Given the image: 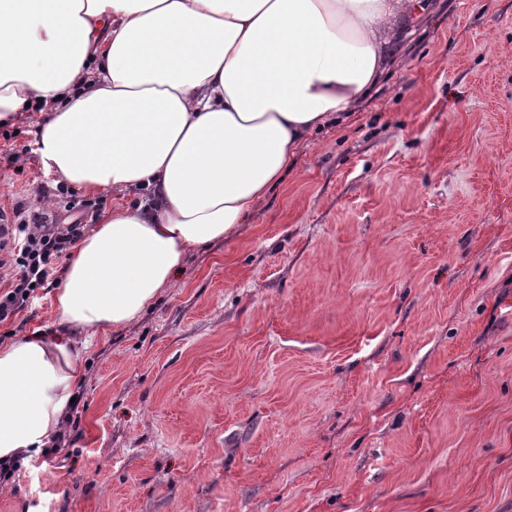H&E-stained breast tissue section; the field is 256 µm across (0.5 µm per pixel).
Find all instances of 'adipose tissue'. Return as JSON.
Masks as SVG:
<instances>
[{"label":"adipose tissue","mask_w":512,"mask_h":512,"mask_svg":"<svg viewBox=\"0 0 512 512\" xmlns=\"http://www.w3.org/2000/svg\"><path fill=\"white\" fill-rule=\"evenodd\" d=\"M421 0H0V120L32 104L43 164L90 194L144 189L77 246L63 336L0 340V461L64 433L74 334L135 321L187 251L245 223L306 138L384 74Z\"/></svg>","instance_id":"1"}]
</instances>
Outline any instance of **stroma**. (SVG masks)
Returning <instances> with one entry per match:
<instances>
[{"mask_svg":"<svg viewBox=\"0 0 512 512\" xmlns=\"http://www.w3.org/2000/svg\"><path fill=\"white\" fill-rule=\"evenodd\" d=\"M247 223L95 335L0 512H512V0H430ZM0 125V212L111 193ZM53 289L0 339L54 336Z\"/></svg>","mask_w":512,"mask_h":512,"instance_id":"1","label":"stroma"}]
</instances>
